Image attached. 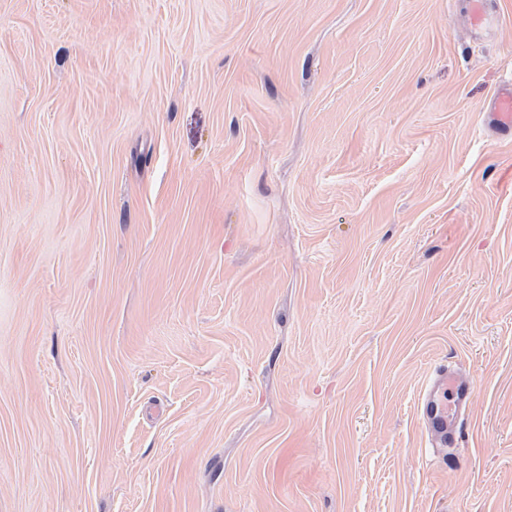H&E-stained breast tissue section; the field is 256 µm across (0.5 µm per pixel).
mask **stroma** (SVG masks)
<instances>
[{"label": "stroma", "instance_id": "1", "mask_svg": "<svg viewBox=\"0 0 512 512\" xmlns=\"http://www.w3.org/2000/svg\"><path fill=\"white\" fill-rule=\"evenodd\" d=\"M481 3L0 0V512H512ZM473 395L472 384L448 366L438 368L420 400L419 422L436 442L453 441L460 411Z\"/></svg>", "mask_w": 512, "mask_h": 512}]
</instances>
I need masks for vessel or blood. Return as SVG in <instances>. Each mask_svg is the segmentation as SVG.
<instances>
[{
  "label": "vessel or blood",
  "mask_w": 512,
  "mask_h": 512,
  "mask_svg": "<svg viewBox=\"0 0 512 512\" xmlns=\"http://www.w3.org/2000/svg\"><path fill=\"white\" fill-rule=\"evenodd\" d=\"M488 120L503 137H512V88L499 92ZM473 395L467 378L448 367L438 368L420 400L419 421L437 445L453 441L457 419Z\"/></svg>",
  "instance_id": "obj_1"
}]
</instances>
